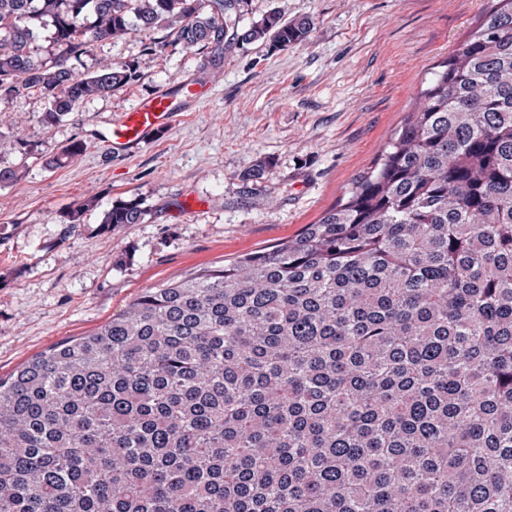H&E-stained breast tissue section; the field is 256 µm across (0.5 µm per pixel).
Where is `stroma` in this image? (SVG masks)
<instances>
[{
    "instance_id": "obj_1",
    "label": "stroma",
    "mask_w": 512,
    "mask_h": 512,
    "mask_svg": "<svg viewBox=\"0 0 512 512\" xmlns=\"http://www.w3.org/2000/svg\"><path fill=\"white\" fill-rule=\"evenodd\" d=\"M488 0H247L243 23L272 7L306 17V42L221 53L187 49L166 29L163 48L130 30L94 45L84 70L137 61L138 78L80 102L53 125L38 93L0 98V378L69 338L89 335L143 289L287 241L344 199L442 60ZM208 83L189 111L152 141L117 152L99 133L115 113L182 80ZM24 138L26 147L16 146ZM83 155L51 161L72 141ZM260 160L262 179H246ZM96 208L67 226L64 215ZM138 198L143 223L103 232L104 210ZM198 212L181 213L184 198Z\"/></svg>"
}]
</instances>
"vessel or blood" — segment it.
Returning <instances> with one entry per match:
<instances>
[{"mask_svg": "<svg viewBox=\"0 0 512 512\" xmlns=\"http://www.w3.org/2000/svg\"><path fill=\"white\" fill-rule=\"evenodd\" d=\"M198 94V85H186L181 94L158 92L116 113L108 127L113 147L132 150L146 144L149 138L165 130L174 117L184 111V99Z\"/></svg>", "mask_w": 512, "mask_h": 512, "instance_id": "1", "label": "vessel or blood"}]
</instances>
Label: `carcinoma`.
I'll return each instance as SVG.
<instances>
[{
    "mask_svg": "<svg viewBox=\"0 0 512 512\" xmlns=\"http://www.w3.org/2000/svg\"><path fill=\"white\" fill-rule=\"evenodd\" d=\"M492 2L346 201L0 379V512H512V0ZM243 3L0 0V95L41 93L52 124L112 93L136 62L78 65L133 26L307 40L278 7L240 26Z\"/></svg>",
    "mask_w": 512,
    "mask_h": 512,
    "instance_id": "carcinoma-1",
    "label": "carcinoma"
}]
</instances>
